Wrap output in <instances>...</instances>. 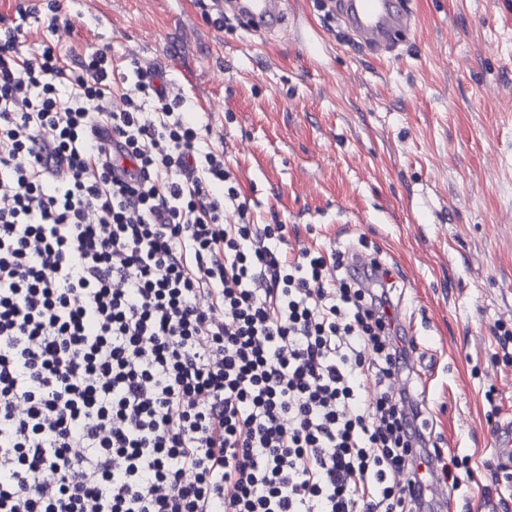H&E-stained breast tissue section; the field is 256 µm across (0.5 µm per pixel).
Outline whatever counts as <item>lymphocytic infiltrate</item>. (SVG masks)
<instances>
[{"label": "lymphocytic infiltrate", "mask_w": 512, "mask_h": 512, "mask_svg": "<svg viewBox=\"0 0 512 512\" xmlns=\"http://www.w3.org/2000/svg\"><path fill=\"white\" fill-rule=\"evenodd\" d=\"M38 13L0 30V512H425V469L458 487L389 270L288 256L160 66L113 98L108 46L26 51Z\"/></svg>", "instance_id": "f902f5d3"}]
</instances>
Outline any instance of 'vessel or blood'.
Masks as SVG:
<instances>
[{"mask_svg":"<svg viewBox=\"0 0 512 512\" xmlns=\"http://www.w3.org/2000/svg\"><path fill=\"white\" fill-rule=\"evenodd\" d=\"M335 5L352 44L377 56L392 51L414 16L411 0H336ZM230 6L259 32L280 29L287 17L285 0H230ZM493 434L499 464L511 468L512 419L495 425Z\"/></svg>","mask_w":512,"mask_h":512,"instance_id":"vessel-or-blood-1","label":"vessel or blood"}]
</instances>
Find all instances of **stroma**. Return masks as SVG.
<instances>
[{"instance_id": "1", "label": "stroma", "mask_w": 512, "mask_h": 512, "mask_svg": "<svg viewBox=\"0 0 512 512\" xmlns=\"http://www.w3.org/2000/svg\"><path fill=\"white\" fill-rule=\"evenodd\" d=\"M400 54L347 42L330 0H288V33L255 35L220 0H61L62 52L161 64L206 142L223 143L255 223L310 248L377 257L400 320L436 358L420 372L431 440L471 476L437 512L493 483V427L512 418V0H412Z\"/></svg>"}]
</instances>
